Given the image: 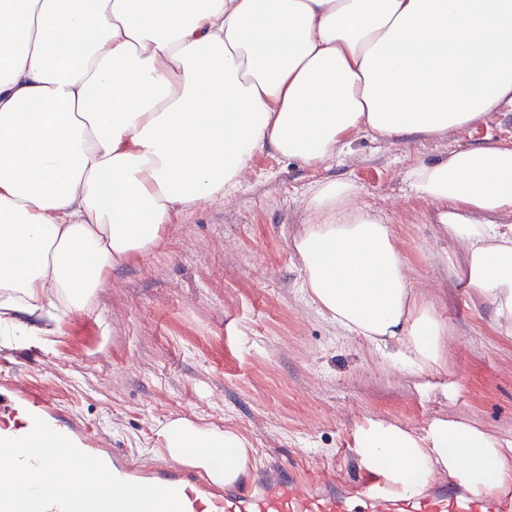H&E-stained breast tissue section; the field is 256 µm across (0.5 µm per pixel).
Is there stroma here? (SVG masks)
I'll use <instances>...</instances> for the list:
<instances>
[{"label": "stroma", "instance_id": "35a3bbf8", "mask_svg": "<svg viewBox=\"0 0 512 512\" xmlns=\"http://www.w3.org/2000/svg\"><path fill=\"white\" fill-rule=\"evenodd\" d=\"M491 143L512 144V103L444 137L363 135L319 167L258 153L229 198L178 215L160 250L108 275L84 310L61 312L41 344L0 334V361L149 465L167 463L159 432L177 415L244 434L251 472L279 462L347 483L364 475L353 438L369 419L420 433L462 415L512 444V333L459 288V247L408 179L415 162ZM333 178L391 226L445 324L443 368L394 369L395 347L311 302L292 239L303 199Z\"/></svg>", "mask_w": 512, "mask_h": 512}]
</instances>
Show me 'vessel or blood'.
<instances>
[{
    "label": "vessel or blood",
    "instance_id": "1",
    "mask_svg": "<svg viewBox=\"0 0 512 512\" xmlns=\"http://www.w3.org/2000/svg\"><path fill=\"white\" fill-rule=\"evenodd\" d=\"M0 457L34 476L29 494L0 481V512H512V495L476 497L449 482L420 494L383 479L346 485L274 463L250 487L218 488L190 469H147L14 371L0 373Z\"/></svg>",
    "mask_w": 512,
    "mask_h": 512
}]
</instances>
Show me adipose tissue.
Wrapping results in <instances>:
<instances>
[{
	"label": "adipose tissue",
	"instance_id": "ef3b65f1",
	"mask_svg": "<svg viewBox=\"0 0 512 512\" xmlns=\"http://www.w3.org/2000/svg\"><path fill=\"white\" fill-rule=\"evenodd\" d=\"M512 102V0H0V326L35 344L183 212L226 198L256 153L315 166L369 131L458 133ZM413 195L462 248L458 280L512 333V146L419 162ZM294 238L312 303L393 367L444 365L446 330L391 228L344 180L317 183ZM169 457L248 473L233 429L168 420ZM359 465L414 494L512 488V447L463 418L368 421Z\"/></svg>",
	"mask_w": 512,
	"mask_h": 512
}]
</instances>
